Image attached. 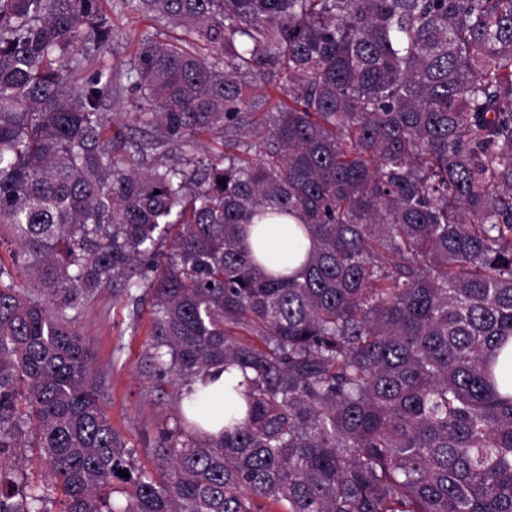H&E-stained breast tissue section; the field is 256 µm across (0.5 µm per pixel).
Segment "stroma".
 Returning <instances> with one entry per match:
<instances>
[{
	"label": "stroma",
	"instance_id": "obj_1",
	"mask_svg": "<svg viewBox=\"0 0 512 512\" xmlns=\"http://www.w3.org/2000/svg\"><path fill=\"white\" fill-rule=\"evenodd\" d=\"M115 30L112 49L104 62L115 70L127 68L136 50L138 34L148 20L133 12H117L104 0ZM153 272H146L136 287L100 288L81 315V327L98 370L105 375L103 403L113 427L131 448L138 465L153 468V445L162 428L180 422L173 395L177 383L161 375L153 360Z\"/></svg>",
	"mask_w": 512,
	"mask_h": 512
}]
</instances>
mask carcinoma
Listing matches in <instances>:
<instances>
[{
    "label": "carcinoma",
    "mask_w": 512,
    "mask_h": 512,
    "mask_svg": "<svg viewBox=\"0 0 512 512\" xmlns=\"http://www.w3.org/2000/svg\"><path fill=\"white\" fill-rule=\"evenodd\" d=\"M112 9L181 35L87 77L114 41L102 0H0V228L21 249L0 259V456L29 425L61 512H512V0ZM126 89L140 139L108 132ZM203 132L214 161L191 156ZM287 218L312 243L288 275L242 235ZM149 262L178 401L254 372L219 438L160 433L155 471L78 326ZM44 500L0 464V512Z\"/></svg>",
    "instance_id": "cac0c4a2"
}]
</instances>
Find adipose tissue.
Listing matches in <instances>:
<instances>
[{
    "mask_svg": "<svg viewBox=\"0 0 512 512\" xmlns=\"http://www.w3.org/2000/svg\"><path fill=\"white\" fill-rule=\"evenodd\" d=\"M245 242L252 247H259L264 264L270 269L282 271L299 266L304 258L298 241L292 235L291 225L278 220L264 221L262 226H247L244 232ZM245 376L237 368L217 371L207 382H195V405L190 412V419L209 434L216 435L222 430L224 421L235 410L237 398L226 394L228 385L244 382Z\"/></svg>",
    "mask_w": 512,
    "mask_h": 512,
    "instance_id": "obj_1",
    "label": "adipose tissue"
}]
</instances>
